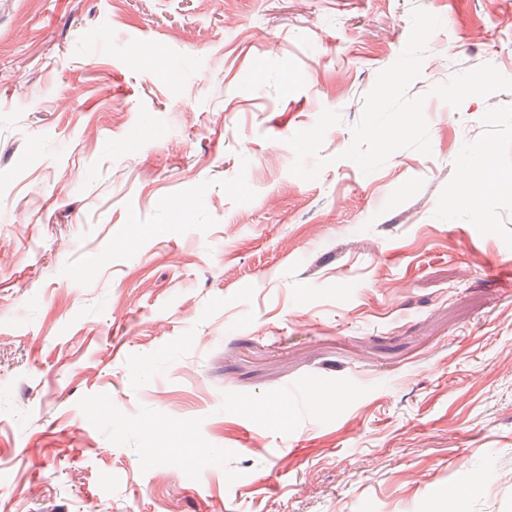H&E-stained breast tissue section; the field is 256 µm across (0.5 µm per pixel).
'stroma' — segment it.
<instances>
[{
	"label": "stroma",
	"instance_id": "obj_1",
	"mask_svg": "<svg viewBox=\"0 0 512 512\" xmlns=\"http://www.w3.org/2000/svg\"><path fill=\"white\" fill-rule=\"evenodd\" d=\"M416 7L432 152L366 175ZM486 63L512 0H0V512H512V92L431 94ZM488 158L489 155H486L484 164L479 168L466 166L464 176L457 187L455 197L449 203L450 205L466 203L476 206L480 202L488 185L486 179Z\"/></svg>",
	"mask_w": 512,
	"mask_h": 512
}]
</instances>
